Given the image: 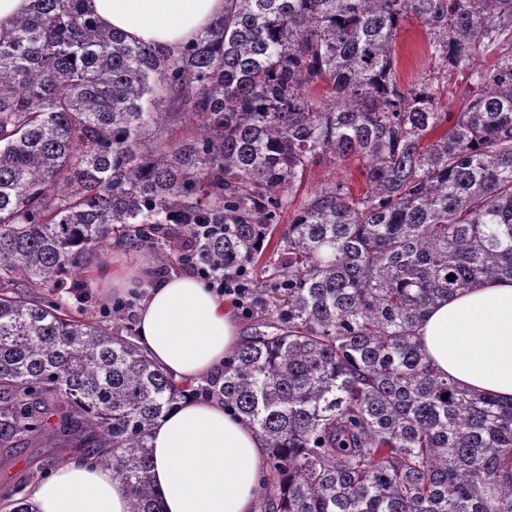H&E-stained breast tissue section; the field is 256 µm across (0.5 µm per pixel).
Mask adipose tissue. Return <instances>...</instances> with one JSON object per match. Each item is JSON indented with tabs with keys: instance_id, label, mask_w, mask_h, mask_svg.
Instances as JSON below:
<instances>
[{
	"instance_id": "obj_1",
	"label": "adipose tissue",
	"mask_w": 512,
	"mask_h": 512,
	"mask_svg": "<svg viewBox=\"0 0 512 512\" xmlns=\"http://www.w3.org/2000/svg\"><path fill=\"white\" fill-rule=\"evenodd\" d=\"M225 0H85L105 28L174 55L224 13ZM137 333L151 358L175 377L196 380L238 344L223 298L189 275L150 288ZM417 336L433 367L462 387L512 397V281H483L432 306ZM158 512H254L267 448L249 423L216 402L185 401L149 436ZM34 512H130V491L111 468L81 459L33 485Z\"/></svg>"
}]
</instances>
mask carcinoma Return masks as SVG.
Returning <instances> with one entry per match:
<instances>
[{
    "mask_svg": "<svg viewBox=\"0 0 512 512\" xmlns=\"http://www.w3.org/2000/svg\"><path fill=\"white\" fill-rule=\"evenodd\" d=\"M411 20L433 77L405 86ZM326 157L364 161L358 186L320 185L280 226ZM185 235L199 265L268 284L264 330L210 380L269 449L256 512H512V398L460 389L415 336L435 301L512 281V0H226L176 56L84 0L0 29V447L62 438L124 478L131 512L157 500L152 426L203 385L62 287L112 241L168 264ZM21 492L0 512H31Z\"/></svg>",
    "mask_w": 512,
    "mask_h": 512,
    "instance_id": "cac0c4a2",
    "label": "carcinoma"
}]
</instances>
